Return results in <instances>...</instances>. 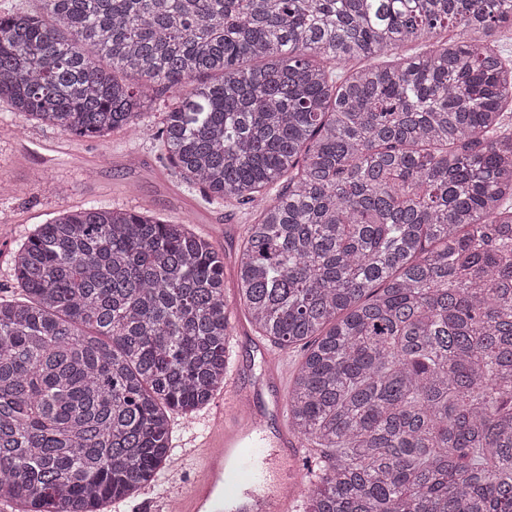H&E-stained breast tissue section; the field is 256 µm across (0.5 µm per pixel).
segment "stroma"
Listing matches in <instances>:
<instances>
[{"mask_svg": "<svg viewBox=\"0 0 512 512\" xmlns=\"http://www.w3.org/2000/svg\"><path fill=\"white\" fill-rule=\"evenodd\" d=\"M164 94H154L149 130H119L84 138L24 119L0 101V297L16 288L13 254L34 228L63 210L96 205L135 209L170 221L191 220L196 233L224 252V290L233 296L238 229L252 220L246 205L203 201L196 186L176 177L154 134ZM34 141L61 142L50 160L20 148L16 129Z\"/></svg>", "mask_w": 512, "mask_h": 512, "instance_id": "35a3bbf8", "label": "stroma"}]
</instances>
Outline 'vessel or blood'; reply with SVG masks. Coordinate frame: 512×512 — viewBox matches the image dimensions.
<instances>
[{"label":"vessel or blood","mask_w":512,"mask_h":512,"mask_svg":"<svg viewBox=\"0 0 512 512\" xmlns=\"http://www.w3.org/2000/svg\"><path fill=\"white\" fill-rule=\"evenodd\" d=\"M264 364L267 386L277 393L271 412L253 408L255 390L239 370L228 368L224 387L204 419L207 436L183 451L196 464L195 481L185 488L172 487L171 498L147 497V512H168L172 501L178 512H210L224 493V459L231 455L236 458L237 488L230 512H292L304 474V450L284 424L275 434L267 432L269 415L282 421L287 417L283 401L288 379L285 352L265 351ZM273 459L279 463L280 476L274 488H261L263 467Z\"/></svg>","instance_id":"1"}]
</instances>
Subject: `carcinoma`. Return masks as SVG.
I'll return each mask as SVG.
<instances>
[{"label": "carcinoma", "instance_id": "carcinoma-1", "mask_svg": "<svg viewBox=\"0 0 512 512\" xmlns=\"http://www.w3.org/2000/svg\"><path fill=\"white\" fill-rule=\"evenodd\" d=\"M37 2L0 14V100L97 138L146 129L152 87L174 88L170 166L253 210L237 294L304 350L288 422L321 455L303 512H512V58L491 39L512 0ZM13 263L0 504L108 512L159 488L173 416L224 383V253L91 207Z\"/></svg>", "mask_w": 512, "mask_h": 512}]
</instances>
